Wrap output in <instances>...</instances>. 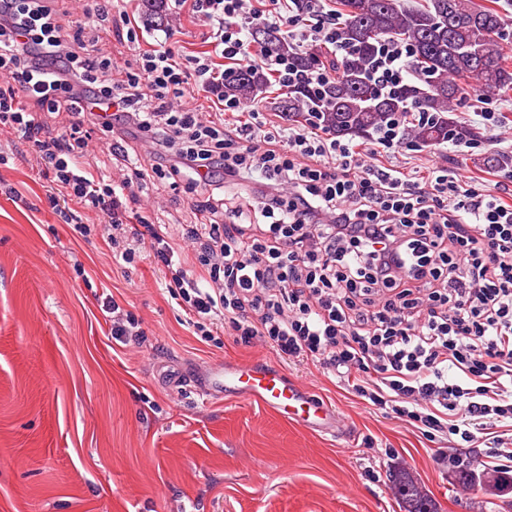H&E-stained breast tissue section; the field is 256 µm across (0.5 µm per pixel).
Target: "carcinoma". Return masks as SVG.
Here are the masks:
<instances>
[{
	"label": "carcinoma",
	"mask_w": 512,
	"mask_h": 512,
	"mask_svg": "<svg viewBox=\"0 0 512 512\" xmlns=\"http://www.w3.org/2000/svg\"><path fill=\"white\" fill-rule=\"evenodd\" d=\"M336 25L346 53L336 63V75L325 97L310 100L301 87L288 88V96L275 99L270 108L298 121L317 107L324 125L339 137L357 130L373 133L386 120L416 108L431 116L430 122L411 120L404 134L427 147L448 141H473L475 129L456 119L477 82L488 97L512 91V67L503 47L506 18L495 7L475 0H425L408 7L402 0H337ZM392 39L409 45L410 69L415 81L390 96H381L371 82L373 62L380 43ZM254 43L264 52L278 54L299 68H310L315 58L302 53L288 39L266 27H257ZM269 75L259 69L235 70L224 79V98L256 101L269 88ZM512 484V475L494 471L483 485L499 490ZM402 497L417 512H433L431 501L411 482L399 484Z\"/></svg>",
	"instance_id": "1"
}]
</instances>
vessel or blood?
I'll return each mask as SVG.
<instances>
[{
    "instance_id": "obj_1",
    "label": "vessel or blood",
    "mask_w": 512,
    "mask_h": 512,
    "mask_svg": "<svg viewBox=\"0 0 512 512\" xmlns=\"http://www.w3.org/2000/svg\"><path fill=\"white\" fill-rule=\"evenodd\" d=\"M170 383L178 388L189 386L205 401L216 395H232L261 402L288 421L313 432L336 429L335 406L303 391L285 372L274 367L218 363L198 379L185 383L174 377Z\"/></svg>"
}]
</instances>
